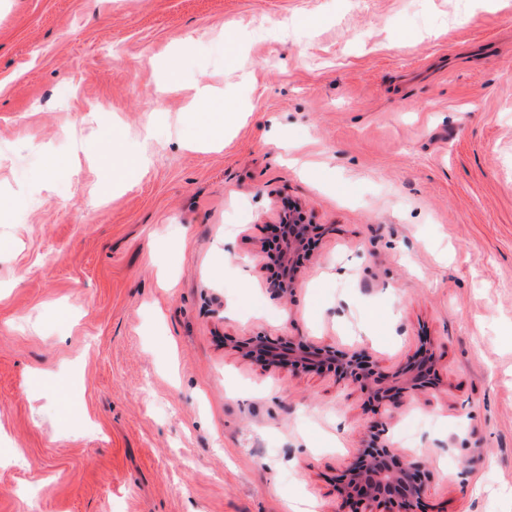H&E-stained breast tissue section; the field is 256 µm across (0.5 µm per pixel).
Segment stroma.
Masks as SVG:
<instances>
[{
  "mask_svg": "<svg viewBox=\"0 0 512 512\" xmlns=\"http://www.w3.org/2000/svg\"><path fill=\"white\" fill-rule=\"evenodd\" d=\"M250 336L438 384L377 412ZM378 420L426 512H512V0H0V512H338ZM195 97L198 98L195 121L202 137L211 142H221L224 128L237 122V112H224V103L214 100L219 98L207 86L198 87ZM317 225L302 224L299 216L289 213L288 217L281 216L279 224H272L270 229L279 234V251L276 256V266L278 275L272 284V288L282 299L288 298L293 291L292 284L296 281V276L303 260L304 251L307 244L314 235H316Z\"/></svg>",
  "mask_w": 512,
  "mask_h": 512,
  "instance_id": "35a3bbf8",
  "label": "stroma"
}]
</instances>
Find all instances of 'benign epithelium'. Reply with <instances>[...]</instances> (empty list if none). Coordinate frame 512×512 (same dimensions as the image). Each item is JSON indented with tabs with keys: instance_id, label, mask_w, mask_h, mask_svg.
Here are the masks:
<instances>
[{
	"instance_id": "benign-epithelium-1",
	"label": "benign epithelium",
	"mask_w": 512,
	"mask_h": 512,
	"mask_svg": "<svg viewBox=\"0 0 512 512\" xmlns=\"http://www.w3.org/2000/svg\"><path fill=\"white\" fill-rule=\"evenodd\" d=\"M270 229L279 234L278 275L272 287L280 298L286 299L293 291L304 251L317 228L290 213ZM224 347L269 369L291 374L331 373L336 381L359 388L379 406L396 395L418 394L433 384L435 375L433 355L426 341L393 371L383 369L365 350L339 351L291 336L277 341L252 336ZM388 432L383 422L372 425L352 452L337 487L341 508L351 512H419L429 489L430 473L415 456L394 448Z\"/></svg>"
}]
</instances>
